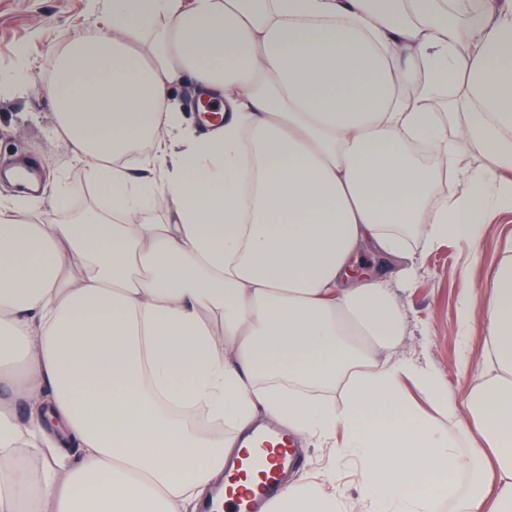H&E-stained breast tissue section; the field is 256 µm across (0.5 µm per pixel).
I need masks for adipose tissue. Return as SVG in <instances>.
<instances>
[{
	"instance_id": "1",
	"label": "adipose tissue",
	"mask_w": 512,
	"mask_h": 512,
	"mask_svg": "<svg viewBox=\"0 0 512 512\" xmlns=\"http://www.w3.org/2000/svg\"><path fill=\"white\" fill-rule=\"evenodd\" d=\"M482 5L474 25L460 0H110L107 29L61 51L53 133L105 203L61 221L59 187L0 202V512H196L234 449L171 403L337 445L369 512H512V259L485 292L484 371L454 438L406 401L412 378L459 414L393 356L387 279L410 225L474 240L490 192L512 194V0ZM186 81L220 108L192 133L172 95ZM447 177L462 190L432 199ZM337 385L342 407L312 399ZM342 509L316 481L273 505Z\"/></svg>"
}]
</instances>
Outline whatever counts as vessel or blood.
Listing matches in <instances>:
<instances>
[{
    "label": "vessel or blood",
    "instance_id": "1",
    "mask_svg": "<svg viewBox=\"0 0 512 512\" xmlns=\"http://www.w3.org/2000/svg\"><path fill=\"white\" fill-rule=\"evenodd\" d=\"M260 450L242 449L224 469V502L231 512H269L289 476L299 468L298 448L286 430L264 433Z\"/></svg>",
    "mask_w": 512,
    "mask_h": 512
}]
</instances>
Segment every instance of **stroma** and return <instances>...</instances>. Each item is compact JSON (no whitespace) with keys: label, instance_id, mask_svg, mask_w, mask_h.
I'll use <instances>...</instances> for the list:
<instances>
[{"label":"stroma","instance_id":"35a3bbf8","mask_svg":"<svg viewBox=\"0 0 512 512\" xmlns=\"http://www.w3.org/2000/svg\"><path fill=\"white\" fill-rule=\"evenodd\" d=\"M109 0H0V160L35 158L51 185H62L73 209L95 204L96 188L69 147L51 130L55 114L43 94V79L59 46L103 28ZM409 282L393 286L403 312L398 356L431 369L457 405H465L483 370L484 315L481 294L498 264L512 257V199H493L481 236L424 246L411 240ZM476 298V319L463 331L458 312L466 295ZM297 475L325 481L345 504L366 512L359 464L334 457L309 442Z\"/></svg>","mask_w":512,"mask_h":512}]
</instances>
